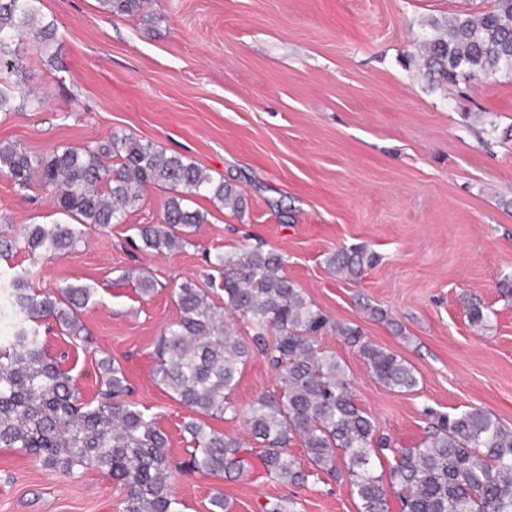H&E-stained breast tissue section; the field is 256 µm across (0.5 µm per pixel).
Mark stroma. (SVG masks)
<instances>
[{
    "instance_id": "35a3bbf8",
    "label": "stroma",
    "mask_w": 512,
    "mask_h": 512,
    "mask_svg": "<svg viewBox=\"0 0 512 512\" xmlns=\"http://www.w3.org/2000/svg\"><path fill=\"white\" fill-rule=\"evenodd\" d=\"M480 0H147L113 16L99 0H42L57 27L64 65L23 55L10 82L43 91L38 111L0 112V142L32 154L82 147L125 131L178 153L240 188L237 214L201 196L207 221L180 250H135L140 224L160 223L169 193L148 189L138 210L110 232L49 261L23 248L0 260V282L37 270L34 288L94 290L82 311L90 343L58 331L45 337L76 377L84 398L97 387L96 363L119 362L134 399L157 414L171 455L184 460L186 409L153 380L154 347L178 317L173 288L192 281L221 300L222 274L206 252L274 249L284 272L332 320L399 354L416 371L414 392L376 382L356 347L336 333L322 346L346 365L357 404L394 447L424 437V406L452 413L489 410L512 428V302L498 282L512 273V78L433 85L417 35L424 20L480 8ZM0 214L12 224L57 221L40 186L19 194L0 174ZM339 248L371 257L358 280L333 276ZM144 272L155 293L139 296ZM491 312L475 331L467 299ZM384 310L388 322L363 304ZM267 358L249 357L231 395L247 409L274 391ZM183 512H208L223 492L230 512L282 502L290 512H357L347 484L293 487L261 468L240 478L176 472ZM124 492L97 471L70 479L0 448V512H116Z\"/></svg>"
}]
</instances>
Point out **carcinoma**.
<instances>
[{
	"label": "carcinoma",
	"instance_id": "carcinoma-1",
	"mask_svg": "<svg viewBox=\"0 0 512 512\" xmlns=\"http://www.w3.org/2000/svg\"><path fill=\"white\" fill-rule=\"evenodd\" d=\"M99 2L114 16H130L144 5ZM419 47L424 74L434 84L511 77L512 0L425 20ZM26 48L62 63L41 0H0V71L18 69ZM44 104L39 94L17 99L8 87L0 88V112ZM0 173L21 193L39 182L53 195L58 213L69 218L16 228L0 216V257L9 256L19 238L44 259L71 252L89 233L124 223L150 187L171 196L161 223L137 226L134 246L147 255L180 248L206 222L203 212L185 204L188 194L237 213L246 207L240 190L192 160L122 131L84 148L59 146L47 156L1 144ZM206 258L224 275V305L196 284L181 283L174 289L179 318L165 326L155 349L156 382L190 410L182 425L192 445L187 459L172 458L157 416L130 400L133 387L114 359L98 360L97 393L82 398L71 370L46 351L41 328L54 322L72 341L87 342L80 313L92 303L93 289L65 284L53 293L36 291L28 269L0 285V448H16L32 463L68 476L77 467L109 475L124 489L118 512H182L174 472L244 477L253 456L265 475L284 485L304 486L321 474L347 483L358 499L357 512H392L394 500L400 512H512V429L483 407L447 413L426 406L422 414L430 423L420 445L391 447V438L355 402L345 365L321 347L320 338L331 329L358 346L372 377L396 393L416 391L415 369L362 339L358 328L331 321L283 274L282 253L243 248ZM326 263L336 277L355 280L364 255L338 249ZM233 315L251 330L252 347L237 336ZM467 318L482 329L490 313L473 298ZM253 347L269 356L277 375V389L258 397L244 415L258 451L205 422L238 415L230 393ZM296 439L305 448L306 468L288 453Z\"/></svg>",
	"mask_w": 512,
	"mask_h": 512
}]
</instances>
